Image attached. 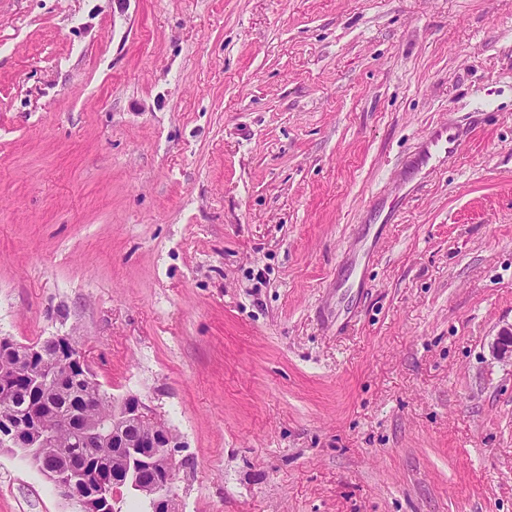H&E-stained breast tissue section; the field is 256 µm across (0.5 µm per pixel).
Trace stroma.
<instances>
[{
    "instance_id": "1",
    "label": "stroma",
    "mask_w": 512,
    "mask_h": 512,
    "mask_svg": "<svg viewBox=\"0 0 512 512\" xmlns=\"http://www.w3.org/2000/svg\"><path fill=\"white\" fill-rule=\"evenodd\" d=\"M509 325L512 0H0V336L153 408L180 512H512ZM0 512L78 509L5 452ZM462 136V131L451 126L433 127L425 138L423 149L415 157L413 166L425 168L428 172L435 171L458 151Z\"/></svg>"
}]
</instances>
